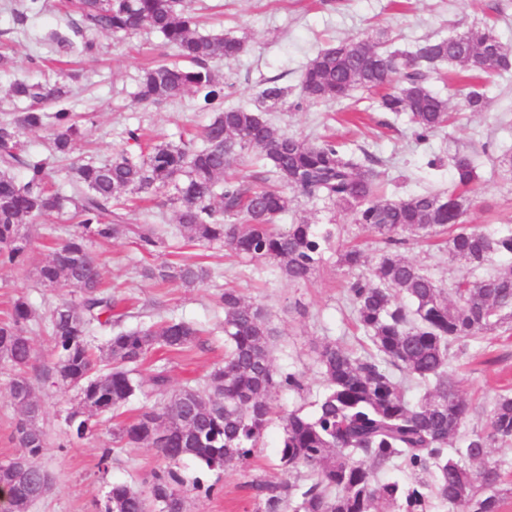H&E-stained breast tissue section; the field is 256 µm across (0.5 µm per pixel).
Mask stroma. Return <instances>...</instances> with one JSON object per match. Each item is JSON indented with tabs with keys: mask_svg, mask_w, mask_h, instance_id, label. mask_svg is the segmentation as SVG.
Here are the masks:
<instances>
[{
	"mask_svg": "<svg viewBox=\"0 0 512 512\" xmlns=\"http://www.w3.org/2000/svg\"><path fill=\"white\" fill-rule=\"evenodd\" d=\"M203 34L231 33L247 37L249 51L232 65L216 63L215 70L226 83L224 103L228 106L255 107L258 91L265 79L278 78L288 94L282 106L268 112L276 127L284 132L313 139L335 135L346 150L368 152L381 162L380 169L390 193L406 196L428 188H447L451 182L449 162L458 152H469L487 145L480 156V180L466 220L475 226L512 225V182L502 179L491 162L492 156L512 149V74L498 77L486 85L491 100L489 111L469 115L461 126L445 129L430 141L417 143L402 120L371 109L368 94L352 93L364 114L360 121L345 122L342 107L336 103L297 104L300 75L307 63L322 49L338 42L360 39L376 30L389 35L388 49L407 50L418 41L452 32L495 23L501 42L512 47V0H187ZM59 0H41L39 11L26 24H18L10 0H0V52L13 56L14 67L0 72V114L19 111L20 105L9 93L17 78L69 81L73 111L88 113L86 133L72 153L76 160H104L118 150L126 127L142 125L156 141H178L200 133L211 113L203 109L200 96L186 95L181 100L155 106L140 104L134 97L143 68L158 60L176 61L171 49L161 44L160 36L144 30L123 39L109 34L98 36L99 51L93 56L68 57L62 64L47 61L52 51L38 42V35L64 25ZM44 63L33 66L32 61ZM438 167H429L431 159ZM305 219L313 224L336 222L344 232L341 243L365 242L351 214L323 202L301 201L296 212L283 219L291 224ZM69 221L68 215L49 214L37 219L32 242L22 267L0 270V319L6 317L14 300L29 299L38 312L58 302L61 290L41 287L36 268L48 258L56 229ZM93 251L103 266L104 280L114 295L123 300L122 324L133 327L142 322H158L171 317L202 325L199 339L177 353H155L143 364V374L164 369L170 388L203 385L211 369L224 360V337L215 326L223 313L218 296L225 288L238 289L246 300L267 308L278 333L272 350L277 372L303 375V392L288 389L275 395L276 411L285 412L310 405L320 389V373L314 349L325 341L346 336L350 310L344 299L348 276L330 255L311 280L294 285L271 266H252L239 262L225 248L199 247L187 242L147 252L132 239L118 238L97 242ZM404 255L429 269L443 287L466 275L463 263L448 259L446 249L410 241ZM186 259L206 265L211 275L194 288L176 285L159 288L141 278V267L164 261ZM484 353L466 351L453 364L455 378L464 398L472 403L473 413L466 430L480 429L486 421L490 403L503 389L512 388V330L486 336ZM10 371L0 365V462L18 455L13 438L18 417L7 389ZM36 393L44 407L43 426L52 445L42 464L52 477L50 491L30 512H103L112 482L124 481L141 486L161 462L154 449L137 446L114 448L112 430L129 420V413L99 417L92 435L66 441V418L77 406L73 390H58L36 383ZM278 424L267 430L264 445L249 468L223 471L204 470L196 461L184 460L180 469L187 479L201 478L214 485L212 495L189 494L187 512H253L247 483L257 475L274 474L277 464ZM111 449L108 464H101L104 449Z\"/></svg>",
	"mask_w": 512,
	"mask_h": 512,
	"instance_id": "1",
	"label": "stroma"
}]
</instances>
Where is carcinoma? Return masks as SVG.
<instances>
[{
    "mask_svg": "<svg viewBox=\"0 0 512 512\" xmlns=\"http://www.w3.org/2000/svg\"><path fill=\"white\" fill-rule=\"evenodd\" d=\"M75 17L50 30L45 39L59 56L92 55L95 36L125 37L150 28L185 64L159 61L147 68L135 98L147 106L171 102L190 92L212 110L201 143L161 142L144 151L143 129L128 128L126 147L99 162H76L69 171L70 192L49 186L51 162L70 156L84 133L82 117L71 111L72 90L17 80L11 97L27 104L0 120V269L24 260L30 243L28 222L71 210L77 223L37 271L45 288H66L47 314L24 296L15 299L8 320L0 322V362L12 371L8 391L19 410L14 439L24 460L23 478L0 469L3 512H29L50 479L41 458L50 450L39 425L40 400L33 379L53 380L80 392L69 429L78 438L92 432L91 420L132 404L135 418L112 432L119 447L156 450L165 466L146 489L114 482L106 512H185L188 492L177 470L193 459L209 471L242 466L252 459L272 421V395L279 389L304 390L296 373L277 374L266 310L246 301L234 288L220 295L224 310V362L213 367L201 387L168 391L162 371L147 377L138 367L157 349L181 351L197 341L193 323L167 319L124 329L113 322L112 292L103 288L92 243L133 236L152 251L181 237L210 247L229 248L252 263L276 264L294 284L309 280L336 243V225L299 222L282 229L280 218L299 199L325 201L351 213L359 229L377 240L373 257L356 246L338 251L340 266L353 277L346 289L354 322L371 348L355 350L327 342L316 351L322 391L310 413L293 410L280 417L278 468L283 478L258 475L247 483L261 512H377L380 503L397 512H431L436 499L453 512H502L512 483L497 464H486L487 449L512 441V393L498 396L487 426L464 436L469 406L452 374V347L467 349L500 329L512 330V226L481 229L466 223L470 193L480 179L476 153L451 159V185L407 196L387 195L375 160L344 152L330 137L311 141L275 127L259 109L224 106V80L213 63L228 66L249 48L244 37L203 35L184 0H69ZM453 68L457 93L472 113L489 99L478 80L512 71V49L492 28L428 38L410 52L388 50L370 38L340 42L319 52L301 74L305 102L340 101L357 88L378 92L376 108L403 114L415 140L426 142L451 121L448 99L427 85L430 74ZM285 96L276 80L264 83L261 97L277 104ZM49 132L48 155L25 148L27 131ZM256 156L264 171L244 180L231 169ZM24 170V178L14 175ZM167 196L176 227L127 224L121 199L135 193ZM446 235L448 258L467 264L470 275L446 289L426 268L400 253L409 238ZM163 288L195 286L210 277L194 263L163 262L143 270ZM45 323L54 362L40 367L29 327ZM109 333L100 355L87 336ZM303 482L290 481L300 468ZM409 471V482L389 477Z\"/></svg>",
    "mask_w": 512,
    "mask_h": 512,
    "instance_id": "obj_1",
    "label": "carcinoma"
}]
</instances>
